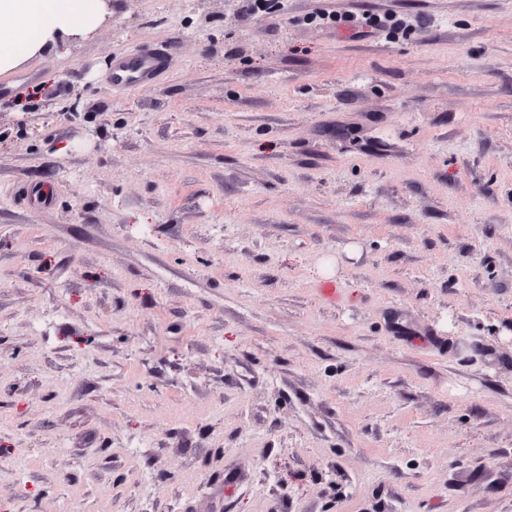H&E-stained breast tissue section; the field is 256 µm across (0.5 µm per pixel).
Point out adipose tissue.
<instances>
[{
	"label": "adipose tissue",
	"instance_id": "1",
	"mask_svg": "<svg viewBox=\"0 0 512 512\" xmlns=\"http://www.w3.org/2000/svg\"><path fill=\"white\" fill-rule=\"evenodd\" d=\"M112 15V0H0V75L75 44Z\"/></svg>",
	"mask_w": 512,
	"mask_h": 512
}]
</instances>
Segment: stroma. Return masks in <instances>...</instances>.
I'll use <instances>...</instances> for the list:
<instances>
[{"mask_svg": "<svg viewBox=\"0 0 512 512\" xmlns=\"http://www.w3.org/2000/svg\"><path fill=\"white\" fill-rule=\"evenodd\" d=\"M112 10L0 75V512H512V0ZM164 59V49L158 46H149L136 55L137 67H129V60L119 62L114 68V80L119 84L131 81H147L153 78L160 69ZM136 79V80H133Z\"/></svg>", "mask_w": 512, "mask_h": 512, "instance_id": "35a3bbf8", "label": "stroma"}]
</instances>
